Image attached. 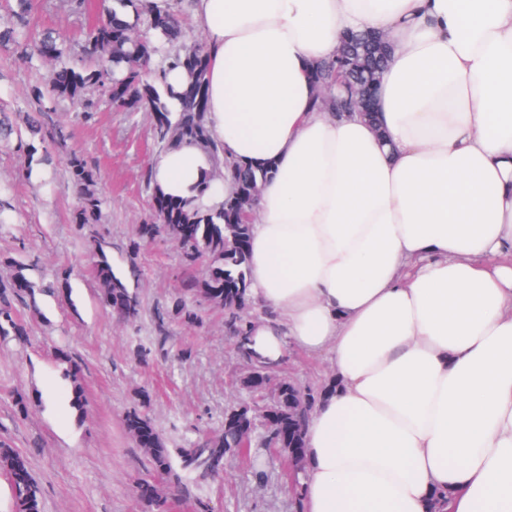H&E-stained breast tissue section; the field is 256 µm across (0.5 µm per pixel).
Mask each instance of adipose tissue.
<instances>
[{"mask_svg": "<svg viewBox=\"0 0 512 512\" xmlns=\"http://www.w3.org/2000/svg\"><path fill=\"white\" fill-rule=\"evenodd\" d=\"M226 158L270 168L248 237L254 342L329 354L305 512H512V0H193ZM395 46L378 124L314 105L344 30ZM179 199L210 171L151 164Z\"/></svg>", "mask_w": 512, "mask_h": 512, "instance_id": "1", "label": "adipose tissue"}]
</instances>
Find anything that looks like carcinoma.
I'll list each match as a JSON object with an SVG mask.
<instances>
[{"instance_id":"carcinoma-1","label":"carcinoma","mask_w":512,"mask_h":512,"mask_svg":"<svg viewBox=\"0 0 512 512\" xmlns=\"http://www.w3.org/2000/svg\"><path fill=\"white\" fill-rule=\"evenodd\" d=\"M107 15L124 17L131 33L122 38H112L89 26L83 35L86 59L71 57L66 45L51 31L41 34L34 42L27 34L26 18L32 10L31 0H15L11 18L0 20V50L22 60L31 54H40L45 42L53 44L52 55L47 60L53 64L51 74L44 82L31 88V107L23 113L22 125H17L4 112L0 113V141H15L16 147L30 153L36 152L34 140L50 141L65 146L67 135L61 128L45 125L43 116L62 101L75 106L76 111L91 114L95 102L88 97L91 90L105 89L108 80H123L131 90L123 112H149L155 117L152 135L164 151L182 144L200 148L211 162L215 172L230 165L220 144L210 136L207 113L198 111V99L207 96V59L199 54L197 65L183 64L184 57L197 52L198 46L188 45L189 36L183 25L185 7L171 0L159 4L155 0H113ZM377 37L371 31L348 32L343 43L347 55L315 65L316 105L336 114L352 110L350 100L340 102L328 93L336 81L350 78L370 89L374 88L385 68L387 59H380L370 50V42ZM179 100L181 107L174 111L171 102ZM69 181L78 198L72 222L81 227L102 223L103 199L98 191L99 174L85 158L76 153L66 157ZM239 191L234 206L249 215L254 213L255 195L250 187H258L266 180L265 169L235 167ZM211 178L205 176L193 188V195L181 200L176 213H170L158 224V236L178 241L177 225L194 224L195 238L180 246L183 270V294L174 298L171 313L185 323L197 320L187 298L199 304L218 305L227 310L231 324L237 327L236 350L249 365L260 366L259 356L249 343L247 331L251 321L246 309L250 298V265L247 254L237 250L238 239L250 233L248 222L224 223V206L208 205L204 197L210 189ZM93 255L92 273L99 284L107 306L119 318L127 321L139 316L141 304L136 293L130 290L125 279L114 272L108 242L92 232L86 238ZM5 275L0 277V335L10 336V322L17 319L10 299L21 297L36 302V294L53 293L59 284H38L30 276L29 264L10 259L4 262ZM238 438L230 430L212 432L190 447L180 451L178 464H173L169 448L160 434H155L151 447L144 449L151 469L167 475L179 485L182 476L193 475L207 479L224 469L225 456L238 448ZM23 461L8 443H0V471L10 475ZM15 512H41L40 488L30 479L26 489L11 491Z\"/></svg>"}]
</instances>
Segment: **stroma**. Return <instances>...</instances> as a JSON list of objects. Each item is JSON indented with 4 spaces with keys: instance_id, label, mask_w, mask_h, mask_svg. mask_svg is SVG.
<instances>
[{
    "instance_id": "stroma-1",
    "label": "stroma",
    "mask_w": 512,
    "mask_h": 512,
    "mask_svg": "<svg viewBox=\"0 0 512 512\" xmlns=\"http://www.w3.org/2000/svg\"><path fill=\"white\" fill-rule=\"evenodd\" d=\"M112 0H88L83 13L59 0H34L32 34L53 31L79 55L83 28L95 23ZM51 69L33 58L18 61L0 50V112L27 109L30 90ZM91 119L60 103L45 117L65 127L66 149L48 146L36 154L0 145V206L12 224L0 231V261L34 262L36 276L60 281L57 294L38 306L15 301L28 327L24 341L0 336V440L27 460L41 490L43 512H147L134 486L144 475L145 454L129 434L125 414L134 406L166 441L171 454L199 435L224 424L227 407L248 404L243 373L224 313L198 307L199 323L174 319L172 300L181 281L175 243L155 240L130 252L135 229L149 214L150 192L143 182L159 149L147 112L112 109L95 92ZM74 151L100 173L105 201L99 227L110 244L116 272L136 266L129 286L141 311L129 323L112 314L91 275L93 258L72 222L77 196L69 186L66 154ZM54 163L44 166V155ZM149 350L148 361L139 350ZM79 371L84 409L71 406L72 391L61 374L58 351ZM282 375L317 388L331 376L327 355L312 358L296 350L283 356ZM291 460L274 448L251 449L248 459L228 457L223 472L171 492L167 512H193L204 502L208 512H298L299 485L289 482Z\"/></svg>"
}]
</instances>
